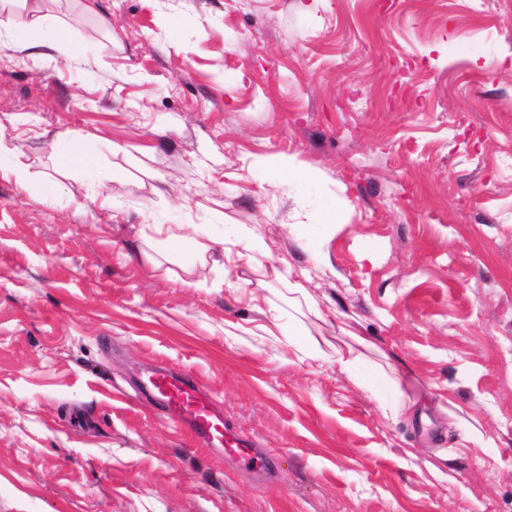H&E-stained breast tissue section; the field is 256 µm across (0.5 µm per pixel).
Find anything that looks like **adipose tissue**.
Listing matches in <instances>:
<instances>
[{"instance_id":"1","label":"adipose tissue","mask_w":512,"mask_h":512,"mask_svg":"<svg viewBox=\"0 0 512 512\" xmlns=\"http://www.w3.org/2000/svg\"><path fill=\"white\" fill-rule=\"evenodd\" d=\"M0 5L21 13L22 21L10 22L0 31V45L18 51L53 50L64 41L62 28L43 14L41 0H0Z\"/></svg>"}]
</instances>
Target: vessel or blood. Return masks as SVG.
<instances>
[{
	"label": "vessel or blood",
	"mask_w": 512,
	"mask_h": 512,
	"mask_svg": "<svg viewBox=\"0 0 512 512\" xmlns=\"http://www.w3.org/2000/svg\"><path fill=\"white\" fill-rule=\"evenodd\" d=\"M143 386L158 400L166 414L177 419L191 438L202 446L219 454L230 453L254 463L262 472H271L270 461L225 421L214 397L196 378L154 372L147 375Z\"/></svg>",
	"instance_id": "1"
}]
</instances>
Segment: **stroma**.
<instances>
[{"instance_id":"obj_1","label":"stroma","mask_w":512,"mask_h":512,"mask_svg":"<svg viewBox=\"0 0 512 512\" xmlns=\"http://www.w3.org/2000/svg\"><path fill=\"white\" fill-rule=\"evenodd\" d=\"M43 8L61 50L0 46V137L46 195L0 178V512H512V0ZM73 131L99 168L56 158ZM158 224L269 252L156 269ZM151 368L274 477L194 442ZM143 387L158 400L166 414L177 419L191 438L205 448L222 455L228 452L254 463L266 474L271 472L270 461L224 420L216 400L196 378L154 372L143 380Z\"/></svg>"}]
</instances>
